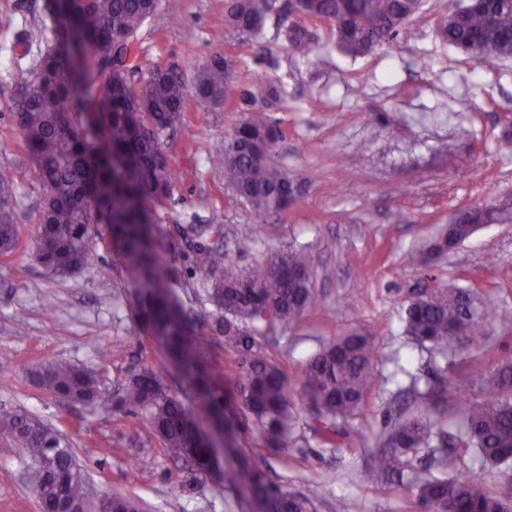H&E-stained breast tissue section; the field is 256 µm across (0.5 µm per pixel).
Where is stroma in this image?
I'll use <instances>...</instances> for the list:
<instances>
[{
	"label": "stroma",
	"mask_w": 512,
	"mask_h": 512,
	"mask_svg": "<svg viewBox=\"0 0 512 512\" xmlns=\"http://www.w3.org/2000/svg\"><path fill=\"white\" fill-rule=\"evenodd\" d=\"M230 4L160 0L139 35L141 69L128 77L142 86L148 71L162 64L189 84L213 57L234 70L233 95L220 104L189 97L181 122L163 138L174 171L191 173L161 212L165 256L185 272L175 292L189 313L205 312L201 275L180 241L181 226L222 225L224 259L242 265H258L293 243L307 246L316 259L315 304L261 338L264 354L294 380L322 344L355 331L375 340L380 382L365 415L343 426L339 447L324 445L309 429L304 409L294 447L267 460L292 489L316 487L315 512H418L411 475L368 476L388 422L393 355L406 356L412 374L471 394L489 368L512 354V325H493L489 337L447 360L408 343L403 305L419 282L432 278L475 288L512 313V223L482 226L428 267L407 265L405 256L462 209L512 208V152L499 149L504 135H512V59L490 67L448 45L438 29L450 0H424L391 45L357 57L337 48L326 22L309 24L314 42L307 48L289 44L284 31L305 22L289 11L288 0H276V12L255 37L227 29ZM53 40L49 0H0V173L13 181L22 226L21 251L0 263V358L10 360L0 367V417L22 411L58 426L85 472L92 505L118 492L138 498L144 512H248L244 490L170 460L138 417L68 404L30 378L35 364L60 360L94 370L101 387L113 392L149 367L201 429L211 427L162 348L140 344L127 303L133 286L105 226L92 236L91 266L68 278L49 275L28 254L44 191L25 165L10 104ZM255 109L280 127L274 157L300 193L287 210L260 221L261 240L246 244L247 228L259 220L233 199L223 171L209 159ZM48 299L54 312L44 309ZM136 453L153 461L137 475L131 469ZM447 464L448 474L475 472L481 488L512 493L510 465L484 467L460 450L449 451ZM23 470L18 448L0 439V512H40Z\"/></svg>",
	"instance_id": "obj_1"
}]
</instances>
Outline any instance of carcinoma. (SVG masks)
<instances>
[{
	"mask_svg": "<svg viewBox=\"0 0 512 512\" xmlns=\"http://www.w3.org/2000/svg\"><path fill=\"white\" fill-rule=\"evenodd\" d=\"M156 0H51L55 42L41 53L32 76L15 91L12 112L22 135L27 168L45 191L38 238L32 256L50 274L66 277L91 264L90 231L97 222L120 247L134 286V305L143 333L156 341L190 382L209 419L224 433V456L232 466L224 483L243 485L251 512H312L316 492L309 486L291 492L240 450V439L254 432L262 446L280 453L295 440L296 400L305 396L313 410L314 431L337 446V423L365 414L376 386L375 344L370 336L343 333L322 345L306 363L298 382L262 354L257 336L295 321L313 305L314 256L290 246L255 268L224 263L204 242L218 227L189 224L184 238H195L193 263L202 274L200 288L213 306L209 321L188 314L173 291L184 273L161 257L166 208L179 182L161 148L162 135L180 122L186 87L170 67L154 66L143 87L135 89L127 72L133 63L113 66L121 38H136L156 11ZM422 0H304L301 12L326 17L336 31V47L351 56L390 44L400 28L415 19ZM270 0H235L227 18L234 31L259 34ZM441 35L457 49L477 54L488 65L512 54V0H484L479 8L450 10ZM89 47L99 68L110 67L100 84L85 60H75V45ZM233 92V73L214 59L195 79L203 101L220 103ZM279 129L262 111H252L224 140V151L210 164L224 170V181L258 217L285 210L298 192L287 169L272 158ZM476 232L472 224H454L422 252L407 254L425 265L445 255ZM20 244L17 201L0 176V259L15 256ZM489 323L507 325L473 288L438 285L407 300L404 333L414 345L452 357L457 348L484 335ZM238 355V380L227 386L213 371L212 346ZM32 373L41 386L62 400L95 405L106 414L131 413L176 461L206 474L216 448L199 437L182 403L150 368L133 374L118 393L99 390L94 372L46 360ZM411 393L389 418L379 437L371 468L374 476L403 475L410 455L423 448L473 451L484 465L512 459V359L488 371L480 394L448 401L444 382L420 387L417 377L398 392ZM0 435L23 451L25 480L40 512H54L64 496L85 498V473L65 433L27 413L0 419ZM444 455L434 458L438 473L414 475L417 505L423 512H512V500L482 490L467 475H448ZM105 512H139L138 501L114 494Z\"/></svg>",
	"mask_w": 512,
	"mask_h": 512,
	"instance_id": "carcinoma-1",
	"label": "carcinoma"
}]
</instances>
